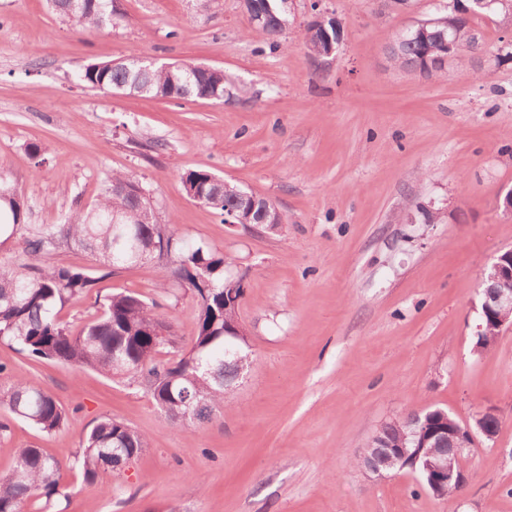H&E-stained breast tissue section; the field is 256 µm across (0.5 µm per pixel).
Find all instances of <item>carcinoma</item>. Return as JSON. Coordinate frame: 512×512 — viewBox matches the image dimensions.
I'll return each instance as SVG.
<instances>
[{
	"instance_id": "1",
	"label": "carcinoma",
	"mask_w": 512,
	"mask_h": 512,
	"mask_svg": "<svg viewBox=\"0 0 512 512\" xmlns=\"http://www.w3.org/2000/svg\"><path fill=\"white\" fill-rule=\"evenodd\" d=\"M259 11L270 15L265 24L251 30L274 44L288 29L290 16L282 0H252ZM52 8L83 32H93L112 20L113 0H84L83 9L70 11L68 0H50ZM470 0H447L443 11L417 21L397 35L389 58L428 79L443 73L436 65L440 56L460 60L463 53L479 49L476 21L512 15V0H497L489 9L467 11ZM342 37L333 17L317 16L302 32L308 53L325 56ZM90 88L110 93L137 86V96L167 99L224 98V71H203L183 63L171 69L150 70L129 59L114 66L105 61L87 66L80 76ZM213 176L208 170H188L184 186L197 189L199 203L224 214L238 207L236 185L212 195ZM139 181L117 173L101 188L96 202L68 214L62 224H28L27 202L0 172V192L12 196L0 204V246L11 243L21 250L22 261L0 265V342L7 343L33 362L52 361L108 377L126 378L142 386L167 419L190 428L227 407L226 395L235 385L238 366L224 363V348H236L243 360L251 358L247 337L238 335L239 306L224 302V253L204 241L188 242L167 224L157 223L138 195ZM122 223H112V215ZM75 248L91 258L88 267L45 263L43 259L63 248ZM154 254L170 258L178 286L193 291L197 299L196 334L190 347L178 345L172 320L159 313V304L128 291L101 293L100 283L114 270L137 264L134 255ZM95 295V312L75 330L63 321L66 305ZM162 327L165 336L154 332ZM173 358L162 362L164 347ZM68 411L46 389L17 376L8 388L0 387V438L8 437L11 423L27 422L42 433L63 427ZM387 445L413 451L405 420L381 427ZM147 446L144 435L127 423L102 415L80 441L75 463L85 481L96 484L116 470L115 457L131 460ZM63 466L41 448H19L11 472L0 477V512H24V506L40 497L49 503L67 496L62 484Z\"/></svg>"
}]
</instances>
